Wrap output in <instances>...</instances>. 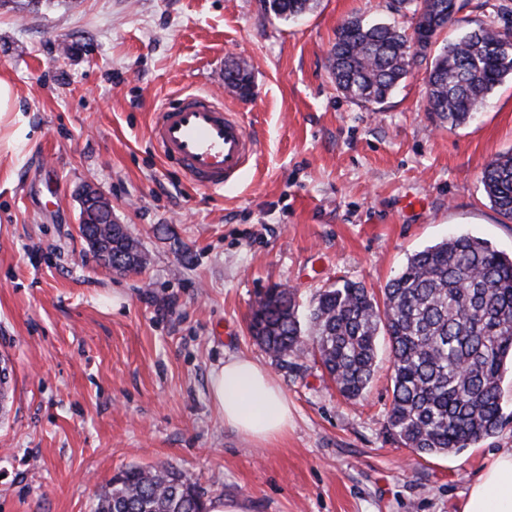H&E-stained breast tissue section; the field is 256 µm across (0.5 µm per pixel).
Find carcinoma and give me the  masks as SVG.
<instances>
[{
  "mask_svg": "<svg viewBox=\"0 0 512 512\" xmlns=\"http://www.w3.org/2000/svg\"><path fill=\"white\" fill-rule=\"evenodd\" d=\"M265 10L290 19L311 0H263ZM390 7L416 19L413 33L386 23L345 20L336 31L329 62L336 86L362 103H379L410 73L414 38L436 39L434 17L448 0H391ZM496 16L450 42L432 58L425 109L433 121L457 126L479 111L489 94L512 74V25ZM495 210L512 220V153L492 158L482 170ZM112 244L124 273L144 268L145 257L121 224L95 227L89 247ZM382 300L359 282L319 292L302 310L291 289L275 286L259 295L249 329L282 367L313 356L344 398L364 397L374 375L378 339L388 338L392 398L386 428L419 456L457 452L494 435L505 424L501 382L512 363V255L485 239L459 235L407 258L382 290ZM195 482L171 467L132 465L98 495L94 512H204Z\"/></svg>",
  "mask_w": 512,
  "mask_h": 512,
  "instance_id": "1",
  "label": "carcinoma"
}]
</instances>
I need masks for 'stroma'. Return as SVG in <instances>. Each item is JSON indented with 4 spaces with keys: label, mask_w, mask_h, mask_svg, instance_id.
I'll return each mask as SVG.
<instances>
[{
    "label": "stroma",
    "mask_w": 512,
    "mask_h": 512,
    "mask_svg": "<svg viewBox=\"0 0 512 512\" xmlns=\"http://www.w3.org/2000/svg\"><path fill=\"white\" fill-rule=\"evenodd\" d=\"M390 0H315L283 20L261 0H0V76L29 127L0 143V512H92L118 471L171 465L206 498L248 512H463L512 448L493 436L420 457L387 434V338L364 399L340 397L312 358L281 367L251 338L257 295L285 285L309 305L352 280L378 293L409 255L454 233L512 254L484 165L512 151V77L473 119L435 125L427 61L381 104L344 97L329 68L338 27L359 16L412 30ZM512 0H469L439 36L458 40ZM241 66L252 93L226 92ZM211 89L257 150L237 184L194 186L158 151L154 113ZM97 188L148 254L101 264L78 232ZM234 357L286 395V434L258 442L225 424L210 393Z\"/></svg>",
    "instance_id": "1"
}]
</instances>
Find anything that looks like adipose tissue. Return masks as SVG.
<instances>
[{"label": "adipose tissue", "instance_id": "1", "mask_svg": "<svg viewBox=\"0 0 512 512\" xmlns=\"http://www.w3.org/2000/svg\"><path fill=\"white\" fill-rule=\"evenodd\" d=\"M18 102L14 84L0 77V126L9 144L29 131ZM211 397L225 424L259 441L284 435L291 422L283 391L246 358L225 361L213 372ZM463 512H512V450L499 454L473 485Z\"/></svg>", "mask_w": 512, "mask_h": 512}]
</instances>
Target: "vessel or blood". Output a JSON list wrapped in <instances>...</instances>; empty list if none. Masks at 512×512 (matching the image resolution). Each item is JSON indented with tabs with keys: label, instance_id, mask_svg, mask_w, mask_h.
<instances>
[{
	"label": "vessel or blood",
	"instance_id": "obj_1",
	"mask_svg": "<svg viewBox=\"0 0 512 512\" xmlns=\"http://www.w3.org/2000/svg\"><path fill=\"white\" fill-rule=\"evenodd\" d=\"M151 132L164 157L204 188L235 182L255 153L242 123L209 96L187 94L161 108Z\"/></svg>",
	"mask_w": 512,
	"mask_h": 512
}]
</instances>
